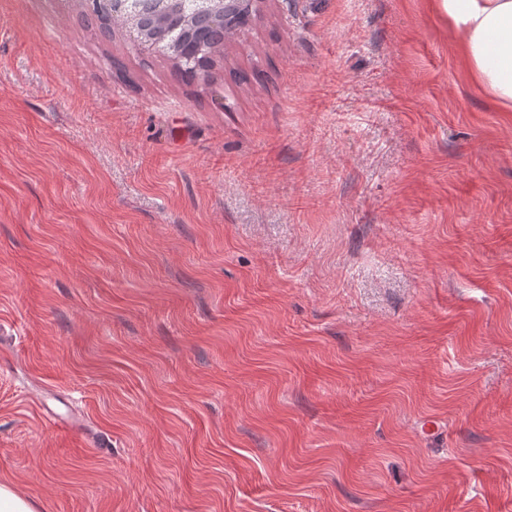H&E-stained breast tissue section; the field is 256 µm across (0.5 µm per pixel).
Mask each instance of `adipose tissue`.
Wrapping results in <instances>:
<instances>
[{
	"mask_svg": "<svg viewBox=\"0 0 512 512\" xmlns=\"http://www.w3.org/2000/svg\"><path fill=\"white\" fill-rule=\"evenodd\" d=\"M475 87L512 112V0H441Z\"/></svg>",
	"mask_w": 512,
	"mask_h": 512,
	"instance_id": "adipose-tissue-1",
	"label": "adipose tissue"
}]
</instances>
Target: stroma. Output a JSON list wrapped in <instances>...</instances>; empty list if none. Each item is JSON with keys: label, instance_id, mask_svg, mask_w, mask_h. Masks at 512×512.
<instances>
[{"label": "stroma", "instance_id": "stroma-1", "mask_svg": "<svg viewBox=\"0 0 512 512\" xmlns=\"http://www.w3.org/2000/svg\"><path fill=\"white\" fill-rule=\"evenodd\" d=\"M2 479L512 512V112L440 0H265L205 84L0 0Z\"/></svg>", "mask_w": 512, "mask_h": 512}]
</instances>
